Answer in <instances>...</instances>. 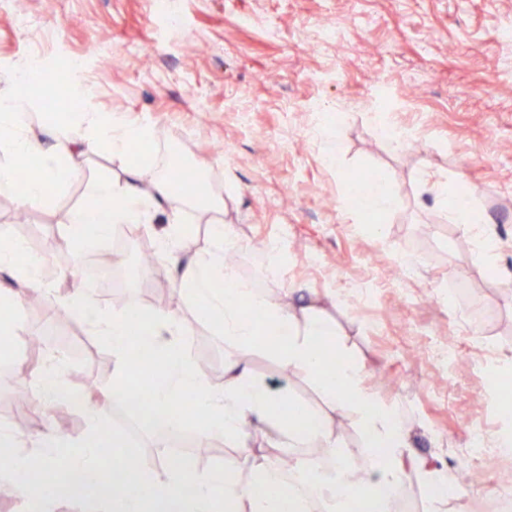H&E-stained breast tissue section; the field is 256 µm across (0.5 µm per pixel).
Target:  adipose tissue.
Here are the masks:
<instances>
[{"instance_id": "1", "label": "adipose tissue", "mask_w": 512, "mask_h": 512, "mask_svg": "<svg viewBox=\"0 0 512 512\" xmlns=\"http://www.w3.org/2000/svg\"><path fill=\"white\" fill-rule=\"evenodd\" d=\"M46 66L38 60L16 67L0 90V196L13 199L21 209H49L58 191L78 172V158L105 153L125 163L131 145L150 142L149 127L126 121L91 104L92 93L77 70L67 80L46 87ZM48 93L66 112L45 133L31 135L24 118L35 95ZM150 179L151 192H141L139 183ZM186 195L175 192L168 180L150 173L146 163L129 167L125 180L102 178L88 185L86 200L73 208L65 231L75 245L69 278H78L83 247L106 237L119 224H151L161 219L157 237L159 255L178 273V286L241 352L263 346L267 336L284 337L281 345L268 347L288 369L311 376L322 398L332 405L351 406L368 441L371 478L352 481L348 465L338 462L330 481L312 484L315 495L340 497L339 512H391L393 490L408 473L423 474L434 484L437 473L428 462L408 449L407 434L395 421L391 408L379 402L362 386V368L336 344V329L315 302L301 305L299 312L257 293L237 278L224 262L235 241L223 219L224 205L206 199L211 212L210 251L185 261L181 258L186 237ZM18 239L0 242V266L21 265L33 290L55 297L41 277L44 258H28ZM64 310L86 324L90 335L112 350L115 359L113 402L138 404L131 390L130 360L138 356L153 362L156 377L148 394L145 417L159 433L180 429L181 418L171 405L175 400L194 399L204 417L200 439L221 434L238 438L252 423H265L294 441L319 438L325 448L334 441L320 427L310 409L282 411L279 400L256 382L241 360L230 361L224 386L209 385L175 342L185 328L172 311L151 306L127 305L112 311L91 312L85 289H75L62 299ZM34 392L39 405L50 409L63 404L84 407L82 397L65 384L60 365L41 370ZM100 425H92L81 445H65L54 428L23 442L21 436L0 432V461L14 476V488L26 500L30 512H53L63 500L80 502L85 512H307V501L278 491L277 461L264 456L256 460L248 476L224 468L198 471L193 461L157 476L145 473L129 480L125 472L129 453L114 452L111 461L97 454ZM39 473L31 482L30 473Z\"/></svg>"}]
</instances>
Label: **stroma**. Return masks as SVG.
<instances>
[{
  "mask_svg": "<svg viewBox=\"0 0 512 512\" xmlns=\"http://www.w3.org/2000/svg\"><path fill=\"white\" fill-rule=\"evenodd\" d=\"M509 25L512 0H169L162 13L155 0H0V71L32 59L53 69L84 56L95 107L151 128V171L166 174L178 157L224 202L247 259L237 277L283 304L292 288L314 298L363 366L364 388L402 421L412 450L458 471L470 466L461 453L470 427L492 439L501 430L482 349L512 358V44L498 37ZM378 174L395 206L355 208L351 184ZM103 175L121 180L125 172L106 155L84 158L48 210L23 214L0 196V234L52 256L48 282L59 292L71 287L63 227ZM465 191L489 219L481 230L495 245L493 261L441 206ZM283 231L288 268L275 275L264 269L265 242ZM155 241V229L119 225L86 249L82 270L119 248L112 285L122 304L167 295V309L195 325L181 338L185 351L208 383L223 385L239 351L181 293L173 269L141 266ZM1 289L18 295L20 307L16 332L0 335V427L26 436L41 428L13 419L16 391L37 377L25 368V339L34 334L45 336L47 356L66 376L90 379L105 398L111 349L66 319L59 303L32 305L17 271L0 270ZM451 345L459 351L440 367L433 354ZM246 364L272 397L319 413L344 459L366 457L351 407L328 404L310 377L270 352L252 351ZM100 420L133 456L159 458L142 412L112 404ZM260 432L234 443L210 438L213 452L197 468L247 473L282 443L274 428ZM497 487L496 474L475 473L445 510L474 512Z\"/></svg>",
  "mask_w": 512,
  "mask_h": 512,
  "instance_id": "obj_1",
  "label": "stroma"
}]
</instances>
